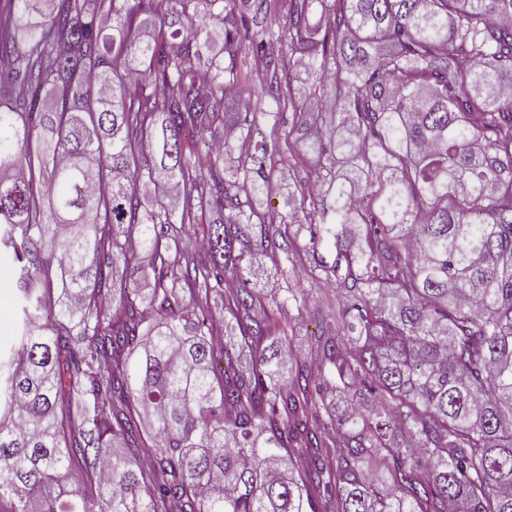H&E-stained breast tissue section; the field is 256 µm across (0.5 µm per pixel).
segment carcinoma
Listing matches in <instances>:
<instances>
[{"label":"carcinoma","instance_id":"obj_1","mask_svg":"<svg viewBox=\"0 0 512 512\" xmlns=\"http://www.w3.org/2000/svg\"><path fill=\"white\" fill-rule=\"evenodd\" d=\"M281 2L0 0L9 512H512V0ZM248 47L273 125L336 104L288 147V221L336 252L313 369L280 317L306 289L252 286L286 158L224 167ZM18 300L15 284L0 276V344L11 343L18 333Z\"/></svg>","mask_w":512,"mask_h":512}]
</instances>
